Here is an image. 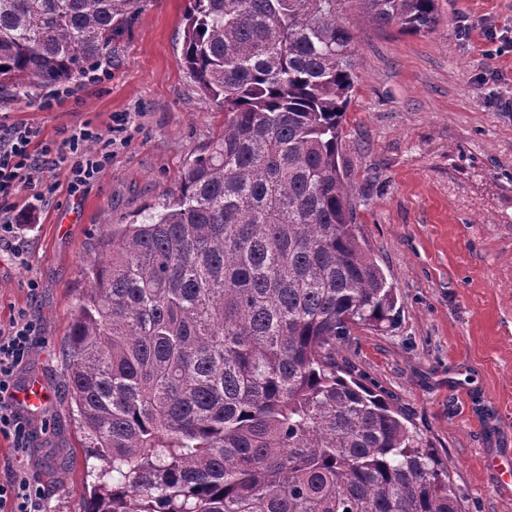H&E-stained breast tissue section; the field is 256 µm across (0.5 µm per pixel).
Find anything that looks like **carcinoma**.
Returning a JSON list of instances; mask_svg holds the SVG:
<instances>
[{"label":"carcinoma","instance_id":"1","mask_svg":"<svg viewBox=\"0 0 512 512\" xmlns=\"http://www.w3.org/2000/svg\"><path fill=\"white\" fill-rule=\"evenodd\" d=\"M353 3L438 25L436 0H192L182 61L224 130L87 270L66 371L104 463L88 512H462L438 451L339 362L399 314L339 163ZM141 6L0 0V97L74 80Z\"/></svg>","mask_w":512,"mask_h":512}]
</instances>
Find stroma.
Returning <instances> with one entry per match:
<instances>
[{"label":"stroma","mask_w":512,"mask_h":512,"mask_svg":"<svg viewBox=\"0 0 512 512\" xmlns=\"http://www.w3.org/2000/svg\"><path fill=\"white\" fill-rule=\"evenodd\" d=\"M191 0H145L115 37L112 77L76 80L74 97L37 109L46 90L0 99V113L40 127L46 140L134 113L133 138L81 192L52 172L56 195L34 203L22 225L27 263L0 253V327L19 313L41 335L16 372L39 375L52 394L29 414L26 454L0 435V482L26 473L45 487L46 512H87L94 458L70 407L65 354L69 325L108 224L136 220L178 182L186 162L224 128L181 63ZM440 22L403 35L346 15L353 39V90L342 118L341 165L361 234L395 288L393 326L362 327L344 344L366 384L384 392L448 459L466 512H512V485L490 463L512 457V52L497 54L486 24L512 30V0H437ZM502 76L484 83L489 68ZM36 280L37 291L27 283Z\"/></svg>","instance_id":"1"}]
</instances>
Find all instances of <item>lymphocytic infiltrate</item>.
I'll return each mask as SVG.
<instances>
[{
    "label": "lymphocytic infiltrate",
    "mask_w": 512,
    "mask_h": 512,
    "mask_svg": "<svg viewBox=\"0 0 512 512\" xmlns=\"http://www.w3.org/2000/svg\"><path fill=\"white\" fill-rule=\"evenodd\" d=\"M132 126L130 113L114 115L107 133L83 123L68 130L60 143L41 139V130L11 121L0 115V251L15 260H23L18 222L14 216V198L32 191L36 200L52 197L57 185L45 171L55 162L66 164L68 187L79 192L96 181L112 163L115 143H128ZM40 334L38 325L19 318L6 330H0V435L11 437L17 451L29 445L30 431L25 419L12 409L15 376L26 361ZM45 489L37 480L15 476L0 483V512H43Z\"/></svg>",
    "instance_id": "lymphocytic-infiltrate-1"
}]
</instances>
